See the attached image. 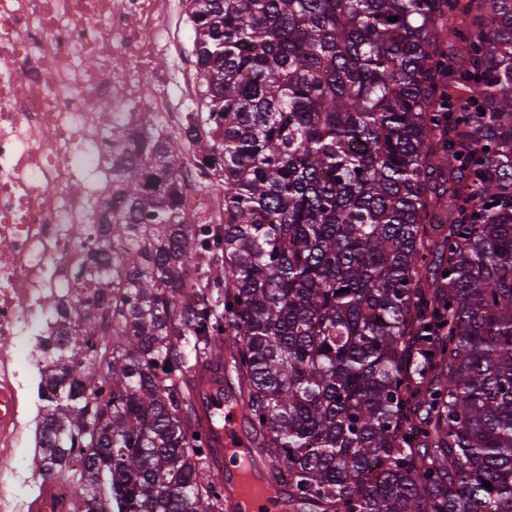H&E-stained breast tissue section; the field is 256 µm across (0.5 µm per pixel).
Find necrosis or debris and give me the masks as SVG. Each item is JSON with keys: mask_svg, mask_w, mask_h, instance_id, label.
Returning a JSON list of instances; mask_svg holds the SVG:
<instances>
[{"mask_svg": "<svg viewBox=\"0 0 512 512\" xmlns=\"http://www.w3.org/2000/svg\"><path fill=\"white\" fill-rule=\"evenodd\" d=\"M162 0H0V512H74L75 481L41 474L26 460L39 444L37 388L51 361L41 342L56 324L47 300H75L88 250L78 229L109 189L116 87L112 58L126 51L142 67L168 37ZM96 161L93 185L73 168Z\"/></svg>", "mask_w": 512, "mask_h": 512, "instance_id": "4bbe7bcc", "label": "necrosis or debris"}]
</instances>
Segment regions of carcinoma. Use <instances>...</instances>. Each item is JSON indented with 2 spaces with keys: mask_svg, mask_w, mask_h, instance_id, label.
Wrapping results in <instances>:
<instances>
[{
  "mask_svg": "<svg viewBox=\"0 0 512 512\" xmlns=\"http://www.w3.org/2000/svg\"><path fill=\"white\" fill-rule=\"evenodd\" d=\"M189 3L206 114L112 122L35 469L224 512L189 377L222 344L288 512H512V0Z\"/></svg>",
  "mask_w": 512,
  "mask_h": 512,
  "instance_id": "carcinoma-1",
  "label": "carcinoma"
}]
</instances>
